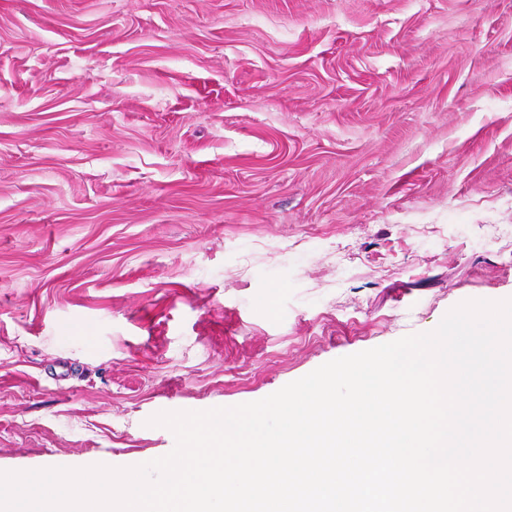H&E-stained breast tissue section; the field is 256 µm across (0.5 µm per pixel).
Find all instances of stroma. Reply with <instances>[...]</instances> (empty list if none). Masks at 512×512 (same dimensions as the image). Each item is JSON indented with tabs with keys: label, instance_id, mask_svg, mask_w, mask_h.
Returning <instances> with one entry per match:
<instances>
[{
	"label": "stroma",
	"instance_id": "35a3bbf8",
	"mask_svg": "<svg viewBox=\"0 0 512 512\" xmlns=\"http://www.w3.org/2000/svg\"><path fill=\"white\" fill-rule=\"evenodd\" d=\"M499 224L512 0H0V471L511 298Z\"/></svg>",
	"mask_w": 512,
	"mask_h": 512
}]
</instances>
